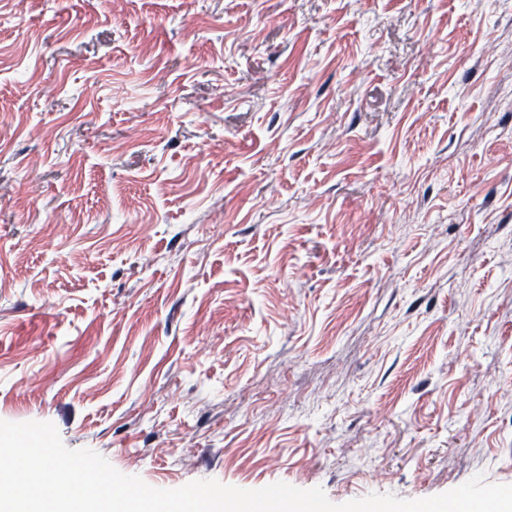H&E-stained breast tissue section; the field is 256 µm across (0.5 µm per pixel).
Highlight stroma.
<instances>
[{
	"instance_id": "stroma-1",
	"label": "stroma",
	"mask_w": 512,
	"mask_h": 512,
	"mask_svg": "<svg viewBox=\"0 0 512 512\" xmlns=\"http://www.w3.org/2000/svg\"><path fill=\"white\" fill-rule=\"evenodd\" d=\"M0 420L163 489L512 484V0H0Z\"/></svg>"
}]
</instances>
